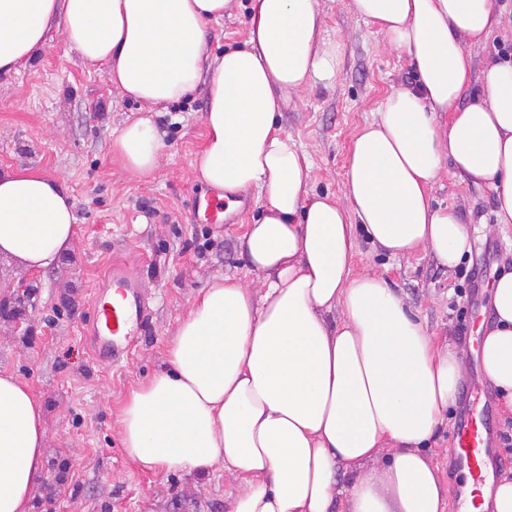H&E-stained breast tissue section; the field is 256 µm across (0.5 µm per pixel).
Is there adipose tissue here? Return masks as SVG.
<instances>
[{"label":"adipose tissue","mask_w":512,"mask_h":512,"mask_svg":"<svg viewBox=\"0 0 512 512\" xmlns=\"http://www.w3.org/2000/svg\"><path fill=\"white\" fill-rule=\"evenodd\" d=\"M235 0H0V74L45 47L60 26L80 59L151 106L206 83V139L193 167L211 187L261 195L239 238L256 280L216 278L195 297L162 367L132 389L122 441L145 471L204 477L217 462L245 486L227 512H445L447 490L424 448L469 370L465 350L438 346L377 273L352 270L358 236L392 257L442 266L471 250L452 208L432 206L443 164L493 193L512 224V60L489 63L469 104L472 46L503 25L492 0H353L414 88L391 93L355 138L343 199L309 186L310 163L278 123L282 93L332 79L340 45L321 30L318 0H250L248 39L219 57L206 26ZM446 121H438L439 113ZM160 142L150 117L112 143L123 168L150 177ZM75 236L62 184L0 167V259L55 267ZM494 324L482 368L512 411V271L492 284ZM40 399L0 372V512H29L46 473ZM349 476L336 483L337 471Z\"/></svg>","instance_id":"adipose-tissue-1"}]
</instances>
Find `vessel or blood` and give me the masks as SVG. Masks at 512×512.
Wrapping results in <instances>:
<instances>
[{"mask_svg": "<svg viewBox=\"0 0 512 512\" xmlns=\"http://www.w3.org/2000/svg\"><path fill=\"white\" fill-rule=\"evenodd\" d=\"M107 293L98 295L90 309L92 331L101 361L114 365L127 356L134 326L148 320L150 298L140 284L127 275L123 264L114 263L107 275ZM466 404L455 428L451 460L457 471L467 472L473 487L487 478L491 420L488 403L473 390L465 392Z\"/></svg>", "mask_w": 512, "mask_h": 512, "instance_id": "vessel-or-blood-1", "label": "vessel or blood"}]
</instances>
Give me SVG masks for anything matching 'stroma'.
Here are the masks:
<instances>
[{"label": "stroma", "mask_w": 512, "mask_h": 512, "mask_svg": "<svg viewBox=\"0 0 512 512\" xmlns=\"http://www.w3.org/2000/svg\"><path fill=\"white\" fill-rule=\"evenodd\" d=\"M319 3L324 36L341 45L339 70L333 79L284 95L281 125L311 163L312 188L339 195L358 132L377 118L388 95L412 87L416 75L409 57L390 50L352 0ZM248 5L237 0L230 15L208 24L210 54L244 45ZM206 108L202 87L159 107L123 95L101 70L83 64L57 27L38 58L0 75V167L38 168L75 202L76 237L60 265L35 274L0 268V285L29 280L36 289L29 335L0 322V371L27 382L43 403L48 468L67 476L56 512H225L227 499L244 487L220 464L204 480L142 471L121 444L125 399L162 363L197 291L220 276L246 275L238 239L258 213V190L240 193V206L226 210L221 225L196 223L190 209L192 193L209 190L192 166L205 141ZM140 116L151 117L162 143L159 165L146 180L122 169L111 153L124 124ZM430 195L457 210L469 229L472 249L458 266H440L421 252L392 258L361 239L353 270L387 279L437 344L468 349L465 379L485 393L491 409V463L495 474L508 473L512 449L500 435H512V412L500 405L482 369L472 341L479 324L470 315H489L491 285L512 269V224L486 234L484 225L495 221L491 190L460 180L450 167L442 168ZM117 259L153 301L128 359L111 367L96 357L83 318ZM461 410V402L449 406L429 448L451 491L462 481L449 462Z\"/></svg>", "instance_id": "stroma-1"}]
</instances>
